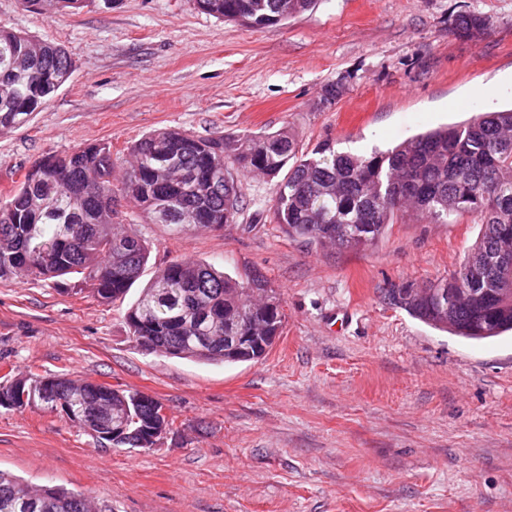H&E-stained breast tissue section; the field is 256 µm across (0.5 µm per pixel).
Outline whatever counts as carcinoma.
<instances>
[{
  "label": "carcinoma",
  "mask_w": 512,
  "mask_h": 512,
  "mask_svg": "<svg viewBox=\"0 0 512 512\" xmlns=\"http://www.w3.org/2000/svg\"><path fill=\"white\" fill-rule=\"evenodd\" d=\"M313 0H196L219 19L265 27L308 10ZM460 34L486 32L480 14L456 20ZM73 61L60 45L37 41L0 26V132L20 128L69 80ZM132 163L113 178L112 147L89 143L64 156L36 160L24 179L0 199V279L44 281L78 273L101 299L117 301L139 278L149 249L135 234L113 224L120 195L134 201L153 224L173 234L190 229L222 230L242 213L243 185L254 175L284 177L275 184L271 210L288 237L316 249L359 250L374 245L386 227L406 215L450 224L464 215L479 219L481 236L458 269L439 279L456 288H511L512 276L477 260L497 250L512 231V110L485 112L468 122L417 135L369 156L336 152L326 140L307 154L286 131L226 140L196 139L175 128L153 130L131 147ZM414 284L389 290L392 306L439 330L468 340H490L512 331V305L493 296L477 316L448 300L447 323L432 302L409 300ZM273 300L270 340L224 350V321L245 322L250 298ZM283 298L259 274L233 279L198 260H172L149 282L126 313L132 339L150 353L203 362L258 359L281 336ZM38 374L0 385L5 394L39 392ZM137 390L65 377L57 398L36 407L51 412L59 401L75 415L101 408L106 415L85 420L98 433L124 422L126 436L114 448L149 450L146 428L170 432L164 406H147ZM0 512H112L90 497L57 486L37 487L0 470Z\"/></svg>",
  "instance_id": "obj_1"
}]
</instances>
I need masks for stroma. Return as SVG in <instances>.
<instances>
[{
  "label": "stroma",
  "instance_id": "1",
  "mask_svg": "<svg viewBox=\"0 0 512 512\" xmlns=\"http://www.w3.org/2000/svg\"><path fill=\"white\" fill-rule=\"evenodd\" d=\"M466 13L490 17V31L461 36ZM0 25L75 65L27 125L0 134V199L35 159L92 142L111 144L122 175L131 145L163 127L285 130L306 153L328 139L368 155L512 107V0H315L260 29L194 0L35 12L0 0ZM273 189L249 179L237 223L175 236L119 201L125 231L150 250L120 301L79 291L75 275L0 280V383L63 374L132 388L174 422L152 449L129 450L47 410L0 408V469L113 512H512V333L469 341L385 299L458 268L477 218L411 217L368 248L318 252L275 223ZM174 258L257 270L280 292L283 333L263 358L211 364L136 345L123 314Z\"/></svg>",
  "mask_w": 512,
  "mask_h": 512
}]
</instances>
